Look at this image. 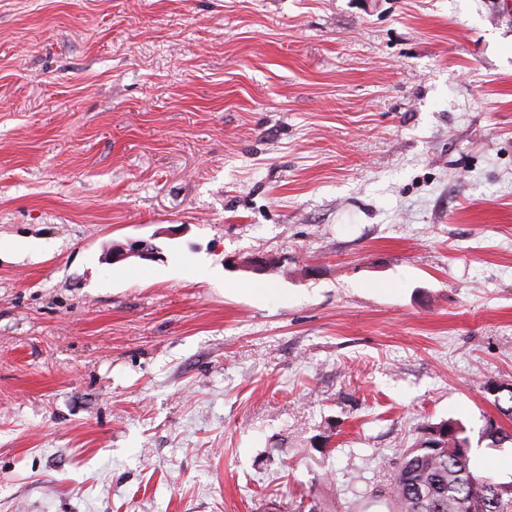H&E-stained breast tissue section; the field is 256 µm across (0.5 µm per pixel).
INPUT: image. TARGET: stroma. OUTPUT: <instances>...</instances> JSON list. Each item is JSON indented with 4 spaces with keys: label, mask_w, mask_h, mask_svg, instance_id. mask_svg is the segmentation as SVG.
<instances>
[{
    "label": "stroma",
    "mask_w": 512,
    "mask_h": 512,
    "mask_svg": "<svg viewBox=\"0 0 512 512\" xmlns=\"http://www.w3.org/2000/svg\"><path fill=\"white\" fill-rule=\"evenodd\" d=\"M496 2L0 0V512H363L494 414Z\"/></svg>",
    "instance_id": "stroma-1"
}]
</instances>
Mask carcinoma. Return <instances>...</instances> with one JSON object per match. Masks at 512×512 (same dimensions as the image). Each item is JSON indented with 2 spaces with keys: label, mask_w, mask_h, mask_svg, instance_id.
I'll return each mask as SVG.
<instances>
[{
  "label": "carcinoma",
  "mask_w": 512,
  "mask_h": 512,
  "mask_svg": "<svg viewBox=\"0 0 512 512\" xmlns=\"http://www.w3.org/2000/svg\"><path fill=\"white\" fill-rule=\"evenodd\" d=\"M485 389L492 393L490 385ZM493 405L512 422V389L494 394ZM494 420L492 415L484 417L480 438L490 447L506 440L512 446V433ZM422 430L419 446L404 451L393 468L389 502L377 512H512V477L483 473L473 464V452H461L471 447L463 424L448 419Z\"/></svg>",
  "instance_id": "carcinoma-1"
}]
</instances>
